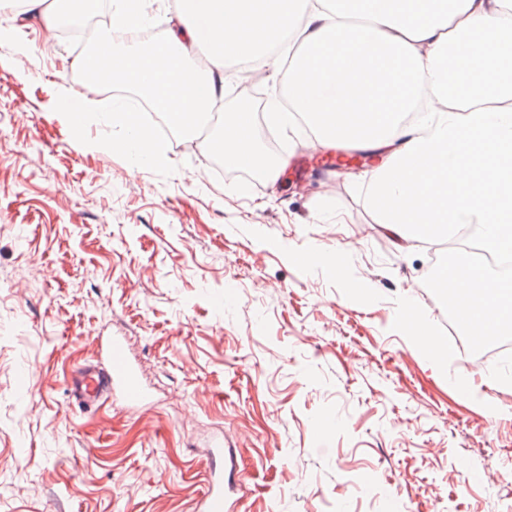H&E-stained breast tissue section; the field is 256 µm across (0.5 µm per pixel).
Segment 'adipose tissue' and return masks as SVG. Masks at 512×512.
I'll return each instance as SVG.
<instances>
[{
	"label": "adipose tissue",
	"instance_id": "adipose-tissue-1",
	"mask_svg": "<svg viewBox=\"0 0 512 512\" xmlns=\"http://www.w3.org/2000/svg\"><path fill=\"white\" fill-rule=\"evenodd\" d=\"M233 61L287 90L270 120L369 158L343 176L365 182L396 248L472 226L512 251V0H182L164 41L105 39L73 66L135 87L189 133L219 110ZM440 276L469 337L512 332V282L467 261ZM397 316L414 348L443 356L414 296Z\"/></svg>",
	"mask_w": 512,
	"mask_h": 512
}]
</instances>
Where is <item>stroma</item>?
<instances>
[{
  "label": "stroma",
  "mask_w": 512,
  "mask_h": 512,
  "mask_svg": "<svg viewBox=\"0 0 512 512\" xmlns=\"http://www.w3.org/2000/svg\"><path fill=\"white\" fill-rule=\"evenodd\" d=\"M0 26V512H196L219 430L232 512H512V353L462 342L433 243L397 250L309 130L263 116L293 161L246 194L192 137L167 178L92 150L52 110L66 88L108 102L71 68L88 44L44 46L35 14ZM310 243L344 274L303 263ZM407 293L443 360L407 341ZM110 336L150 405L72 406Z\"/></svg>",
  "instance_id": "stroma-1"
}]
</instances>
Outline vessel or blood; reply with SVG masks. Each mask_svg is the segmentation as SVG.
<instances>
[{
    "mask_svg": "<svg viewBox=\"0 0 512 512\" xmlns=\"http://www.w3.org/2000/svg\"><path fill=\"white\" fill-rule=\"evenodd\" d=\"M107 365H87L78 369L71 381V393L78 404L90 405L103 396H118L132 410L148 405L150 395L140 382L134 366L127 358L121 339L112 337L106 343ZM235 463H226L220 476L212 479L199 512H228L224 483L235 478Z\"/></svg>",
    "mask_w": 512,
    "mask_h": 512,
    "instance_id": "b4317fda",
    "label": "vessel or blood"
}]
</instances>
